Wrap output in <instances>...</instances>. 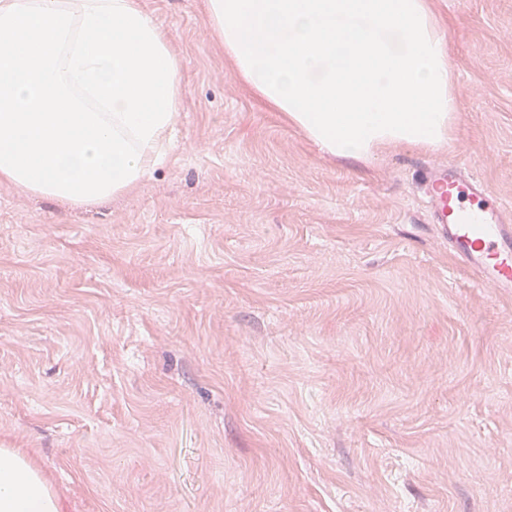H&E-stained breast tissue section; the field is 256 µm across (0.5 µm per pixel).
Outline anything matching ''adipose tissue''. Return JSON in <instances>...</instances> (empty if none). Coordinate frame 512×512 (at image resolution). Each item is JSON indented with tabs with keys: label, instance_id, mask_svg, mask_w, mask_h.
Segmentation results:
<instances>
[{
	"label": "adipose tissue",
	"instance_id": "ef3b65f1",
	"mask_svg": "<svg viewBox=\"0 0 512 512\" xmlns=\"http://www.w3.org/2000/svg\"><path fill=\"white\" fill-rule=\"evenodd\" d=\"M235 75L323 151L448 141L459 104L428 0H205ZM18 448H0V512H67Z\"/></svg>",
	"mask_w": 512,
	"mask_h": 512
}]
</instances>
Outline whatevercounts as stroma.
I'll use <instances>...</instances> for the list:
<instances>
[{
    "label": "stroma",
    "instance_id": "35a3bbf8",
    "mask_svg": "<svg viewBox=\"0 0 512 512\" xmlns=\"http://www.w3.org/2000/svg\"><path fill=\"white\" fill-rule=\"evenodd\" d=\"M168 161L106 207L0 183V448L70 512H512V293L441 244L422 172L512 203V0H430L449 141L353 160L237 80L204 0Z\"/></svg>",
    "mask_w": 512,
    "mask_h": 512
}]
</instances>
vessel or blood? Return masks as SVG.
Here are the masks:
<instances>
[{"label": "vessel or blood", "mask_w": 512, "mask_h": 512, "mask_svg": "<svg viewBox=\"0 0 512 512\" xmlns=\"http://www.w3.org/2000/svg\"><path fill=\"white\" fill-rule=\"evenodd\" d=\"M422 186L449 254L482 285L512 292V206L493 197L465 162L428 169Z\"/></svg>", "instance_id": "vessel-or-blood-1"}]
</instances>
